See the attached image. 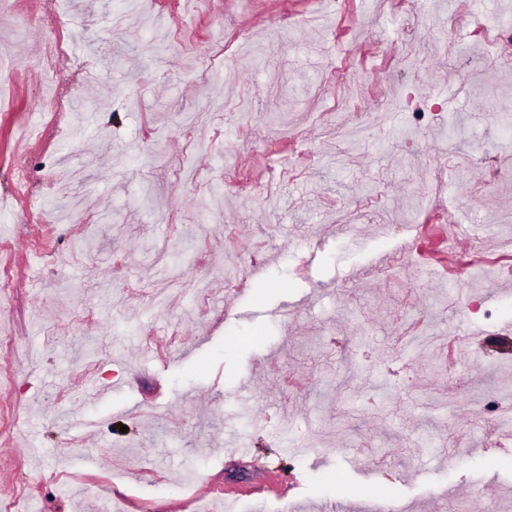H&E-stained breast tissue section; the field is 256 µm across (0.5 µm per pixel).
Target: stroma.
Instances as JSON below:
<instances>
[{"label": "stroma", "mask_w": 512, "mask_h": 512, "mask_svg": "<svg viewBox=\"0 0 512 512\" xmlns=\"http://www.w3.org/2000/svg\"><path fill=\"white\" fill-rule=\"evenodd\" d=\"M510 12L0 0V489L512 512Z\"/></svg>", "instance_id": "1"}]
</instances>
